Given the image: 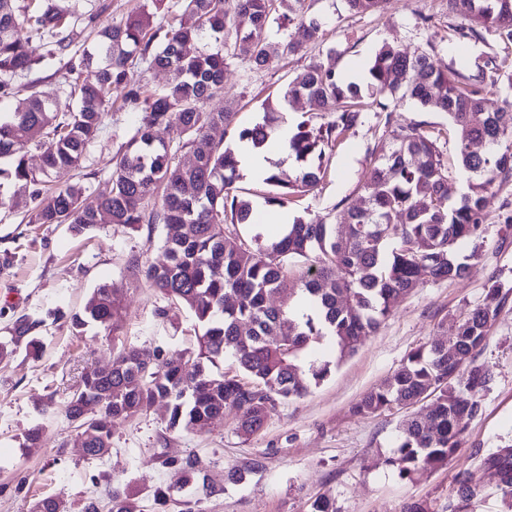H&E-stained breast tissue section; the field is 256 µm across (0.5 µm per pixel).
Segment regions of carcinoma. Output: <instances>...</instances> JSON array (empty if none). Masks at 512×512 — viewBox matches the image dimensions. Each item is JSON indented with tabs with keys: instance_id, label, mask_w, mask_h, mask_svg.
Here are the masks:
<instances>
[{
	"instance_id": "obj_1",
	"label": "carcinoma",
	"mask_w": 512,
	"mask_h": 512,
	"mask_svg": "<svg viewBox=\"0 0 512 512\" xmlns=\"http://www.w3.org/2000/svg\"><path fill=\"white\" fill-rule=\"evenodd\" d=\"M119 24L96 32L94 51H71V12L56 0H0V99L15 95L12 80L56 60L65 71L67 102L42 98L36 83L4 119H0V188L11 185L33 202L30 224H66L83 233L101 224L136 231L143 224L167 228L162 241L165 262L147 266L133 262L149 287L182 306L195 318V342L184 354L169 359L159 347L123 345L106 367L85 371L66 405L67 418L84 438L83 451L100 459L112 450V424L166 406L171 430H192L237 412V432L259 434L268 413L281 402L305 395L330 373V364L308 357L311 344L331 340L340 356L354 353L425 278L462 277L478 250L461 254L459 246L476 242L486 232L488 195L512 181V110L483 111L487 86L512 89V74H501L493 58L474 59V73L435 67L430 52H409L383 44L368 63L362 83L311 62L289 84L284 97L301 95L328 112L317 127L297 125L286 145L302 163L293 182L271 171L265 181L276 187L266 199L284 208L314 187L324 174L325 150L335 147L367 111L385 114L388 137L369 149L363 189L369 206L343 211V223L296 217L278 238L255 236L244 248L224 235V221L247 223L252 204L236 193L239 179L234 153L224 149L213 131L228 128L235 113L229 106L208 110L205 103L224 96V48L257 69L275 58L298 54L322 37V22L297 16L301 0H182L181 13L153 23L166 0H149ZM466 24L454 28L460 42L484 39L512 42V0H448ZM294 23L284 41L269 39L274 19ZM25 23L38 40L16 37ZM484 29L480 34L478 29ZM208 41L216 50L185 54L182 47ZM170 73L162 91L150 92L137 78L141 64ZM123 87L122 108L139 114L135 133L113 158L104 187L91 193L82 181L57 183L52 176L76 171L88 144L100 131L112 96ZM425 109L444 112L457 129L461 169L468 175L465 192L448 196V169L437 146L438 136L420 123L393 120L388 99L397 93ZM279 122V112L264 108L263 121L238 130V139L260 146ZM175 124L193 161H173L169 145L158 138L162 126ZM41 152L42 165L29 166L30 149ZM159 195L158 202L148 200ZM301 264L298 275L290 264ZM504 282L489 280L484 300L458 322L457 349L438 341L407 355L380 387L366 393L352 413L372 416L393 407L409 408L429 398L428 417H407L398 426L397 445L388 462L403 478L421 470L448 465L462 447L464 425L482 415V392L493 380L490 367L478 362L490 330L506 301ZM122 307L107 286L93 290L83 309L71 315L77 333L89 326L117 332ZM39 321L23 314L0 340V359L20 347L36 358L44 353L33 331ZM229 356L237 374L216 373L213 367ZM94 405L88 414L86 407ZM165 466L177 481L154 489L143 505L131 491L108 490L110 512H200L198 499L178 500L175 494L223 491L208 482L200 458L189 454L168 459ZM482 476L460 470L455 482L462 512L479 500L484 484L494 485L506 512H512V445L480 460ZM258 468L252 463L224 471L235 484ZM63 500L49 495L35 502L33 512H63Z\"/></svg>"
}]
</instances>
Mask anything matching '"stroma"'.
Returning a JSON list of instances; mask_svg holds the SVG:
<instances>
[{"label": "stroma", "mask_w": 512, "mask_h": 512, "mask_svg": "<svg viewBox=\"0 0 512 512\" xmlns=\"http://www.w3.org/2000/svg\"><path fill=\"white\" fill-rule=\"evenodd\" d=\"M81 15L74 29L73 48L87 50L95 43L94 27L117 23L144 0H58ZM307 14L325 21L323 42L307 53L283 56L264 69L244 58H231L224 70V95L209 103L221 110L236 103L232 128L223 140L234 149L236 131L260 122L262 105L271 102L290 123L303 120L319 125L328 113L307 101L286 102L288 83L311 61L345 72L367 65L383 43L407 49L433 46L436 66L471 73L475 57L494 55L503 73L512 74V45L469 41L459 47L449 38L460 14L449 12L448 0H381L374 11L355 14L345 0H305ZM395 120L421 122L439 129V150L448 169V193L461 192L465 177L455 150L456 131L444 113L425 110L409 100H391ZM136 113L112 110L98 137L88 146L82 173L94 174L91 188L106 180L116 155L137 127ZM385 135L383 123L365 113L361 124L324 158L327 174L312 191L290 204L291 215L320 218L335 224L344 206L367 207L362 188L368 167L367 150ZM512 205V183L499 188L486 209L487 232L479 243L480 257L459 279L425 282L408 295L357 351L339 356L331 343L316 346L317 358L329 361L330 376L299 399L279 402L269 413L260 435L247 439L236 432L234 410L192 432L167 427L165 406L133 419L115 421L112 450L100 460L87 458L65 405L71 387L84 369L112 362L118 342L161 345L177 355L194 341L193 319L182 307L171 309L169 320L156 317L166 298L137 279L128 269L131 258L160 263L164 225L132 231L104 224L83 234L64 224H26L32 207L28 194H10L0 206V336H6L20 315L44 317L38 334L44 344L41 359L17 353L0 362V512H31L38 498L60 495L67 512H79L89 493L105 495L109 486L133 488L141 499L169 483L174 473L165 458L197 454L210 476L223 482L225 468L260 461L259 469L242 483L225 484L221 494L202 497V512H310L320 494H328L338 512H403L407 503H427L430 512H446L457 486L458 470H477L479 457L512 441V292L492 327L480 355L494 372L484 393L482 415L470 421L465 443L448 467L400 477L387 458L406 414L425 417L426 403L410 410L392 408L378 415H354L352 406L382 384L414 348L432 340L447 341L457 333L459 319L482 303L491 276H500L512 289V230H505L502 214ZM101 285L114 288L124 311L116 336L90 327L73 335L65 321L49 313L80 310ZM45 430L43 447L21 448L25 431Z\"/></svg>", "instance_id": "stroma-1"}]
</instances>
